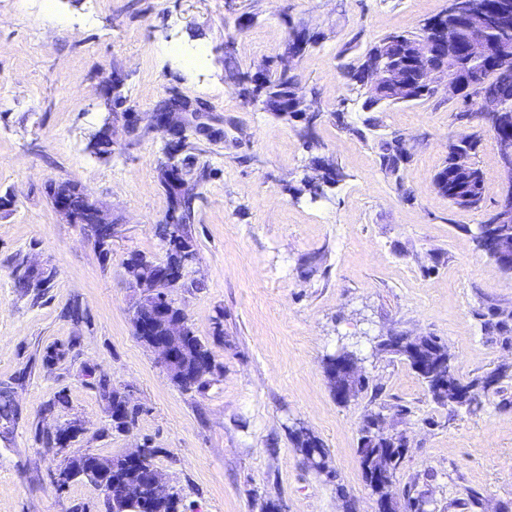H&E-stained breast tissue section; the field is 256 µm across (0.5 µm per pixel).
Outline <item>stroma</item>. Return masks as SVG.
Listing matches in <instances>:
<instances>
[{
    "label": "stroma",
    "instance_id": "35a3bbf8",
    "mask_svg": "<svg viewBox=\"0 0 512 512\" xmlns=\"http://www.w3.org/2000/svg\"><path fill=\"white\" fill-rule=\"evenodd\" d=\"M448 0H0V391L17 414L0 423V512H107L86 482L58 488L67 458L118 457L142 442L180 499V512H377L357 453L365 415L405 434L397 487L425 512H512V383L471 408L435 404L399 357L393 334L435 336L460 375L512 363V346L486 330L490 304L512 307V273L482 253L474 228L495 210L498 152L484 136L479 209L452 205L432 185L451 136L479 129L469 106L444 92L366 112L348 76L393 33H417ZM309 40L298 58L289 36ZM292 59L314 123L250 101L227 69L276 70ZM118 94H110L111 85ZM183 95L202 107L182 156L206 168L192 224V288L173 299L217 369L184 390L136 336L140 298L125 262L162 260L156 234L168 211L157 104ZM112 152L90 139L112 114ZM400 139L398 175L379 165V140ZM336 171L320 195L304 189L312 158ZM72 182L118 230L101 261L88 228L58 214L51 185ZM25 262L53 274L21 291ZM352 352L368 387L338 402L327 356ZM126 389L138 414L112 427L95 384ZM66 406H58V397ZM82 429L65 451L44 437ZM326 448L315 470L289 429ZM482 506H468L470 493Z\"/></svg>",
    "mask_w": 512,
    "mask_h": 512
}]
</instances>
